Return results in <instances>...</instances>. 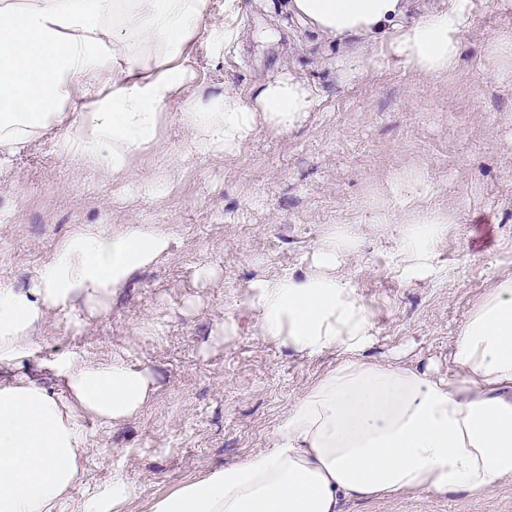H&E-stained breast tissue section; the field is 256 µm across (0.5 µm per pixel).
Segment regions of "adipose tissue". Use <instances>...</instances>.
I'll return each mask as SVG.
<instances>
[{
  "mask_svg": "<svg viewBox=\"0 0 512 512\" xmlns=\"http://www.w3.org/2000/svg\"><path fill=\"white\" fill-rule=\"evenodd\" d=\"M474 0L408 19L403 0H289L288 9L326 39L352 44L336 67L364 71L365 48L379 49L427 76L457 59ZM208 13V0H0V168L36 139L51 135L75 151L102 152L112 174L154 142L160 109L186 81L181 59ZM114 20L160 61L131 57L108 66ZM89 104L81 138L57 107ZM313 90L284 73L248 98L188 101L180 119L201 157L235 151L257 128L282 134L316 104ZM166 232L127 224L112 232L78 229L57 248L32 288L0 282V365L28 356L49 313L73 326L103 310L167 251ZM335 252L319 254L321 272L258 288L250 305L264 336L314 356L351 357L309 387L282 417L268 448L210 470L154 498L150 512H339L345 499L451 490L485 491L512 478V276L501 278L462 325L444 379L354 355L369 332L348 283L329 275ZM48 392L23 377H0V512H62L85 477L84 419L116 426L134 418L155 391L149 368L113 356L57 359ZM135 494L123 473L82 512H126Z\"/></svg>",
  "mask_w": 512,
  "mask_h": 512,
  "instance_id": "adipose-tissue-1",
  "label": "adipose tissue"
}]
</instances>
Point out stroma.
I'll return each instance as SVG.
<instances>
[{
	"instance_id": "obj_1",
	"label": "stroma",
	"mask_w": 512,
	"mask_h": 512,
	"mask_svg": "<svg viewBox=\"0 0 512 512\" xmlns=\"http://www.w3.org/2000/svg\"><path fill=\"white\" fill-rule=\"evenodd\" d=\"M182 64L183 98L250 89L281 71L318 104L283 135L257 130L239 150L194 154L178 114L112 176L41 139L0 170V281L26 288L56 246L85 224L168 230L167 253L99 314L73 329L47 315L14 373L55 390L50 363L125 353L149 367L154 398L116 427L86 421L87 482L122 469L139 494L127 512L209 469L267 447L278 420L345 352L302 356L263 336L249 296L318 273L331 235L349 242L335 275L372 325L360 358L456 375L458 330L512 274V58L497 50L512 15L475 0L455 65L428 77L368 52L342 81L341 45L320 38L286 0H209ZM340 512H512V480L479 493L427 491L345 500Z\"/></svg>"
}]
</instances>
